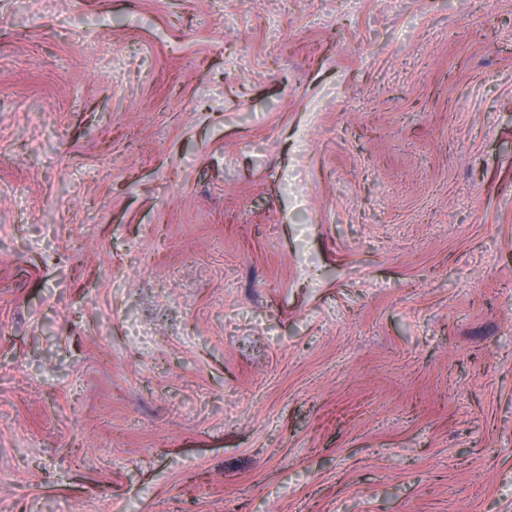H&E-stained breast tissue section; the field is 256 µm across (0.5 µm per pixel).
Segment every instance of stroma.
Masks as SVG:
<instances>
[{"label": "stroma", "instance_id": "obj_1", "mask_svg": "<svg viewBox=\"0 0 512 512\" xmlns=\"http://www.w3.org/2000/svg\"><path fill=\"white\" fill-rule=\"evenodd\" d=\"M0 512H512V0H0Z\"/></svg>", "mask_w": 512, "mask_h": 512}]
</instances>
